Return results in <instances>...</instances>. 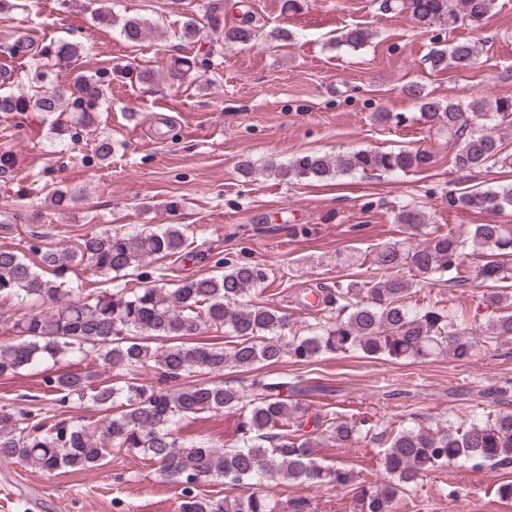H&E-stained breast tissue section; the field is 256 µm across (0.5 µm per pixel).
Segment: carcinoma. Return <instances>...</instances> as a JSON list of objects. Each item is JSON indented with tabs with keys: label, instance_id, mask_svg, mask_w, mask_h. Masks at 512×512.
<instances>
[{
	"label": "carcinoma",
	"instance_id": "1",
	"mask_svg": "<svg viewBox=\"0 0 512 512\" xmlns=\"http://www.w3.org/2000/svg\"><path fill=\"white\" fill-rule=\"evenodd\" d=\"M493 5L494 0L384 2L387 9L406 11L423 28L444 30L460 23L480 26ZM92 13L100 25L120 28V35L131 43L146 41L155 33L152 25L139 18L120 21L99 7ZM207 20L211 30L221 31L226 46L245 44L255 36L253 17L246 11L238 23L224 25V0H209ZM369 37L368 30L354 26L340 42L358 48ZM477 61L478 50L468 41L437 47L429 55L434 70H468ZM109 83L104 75L80 73L65 90L51 86L31 96L0 92V112H42L51 118L54 138L64 141L73 138L77 129L95 124ZM404 93L417 101L425 124L448 132V143L456 145L457 169L470 171L500 161V144L493 135L466 133L468 114L489 111L485 104H445L414 84L405 86ZM430 162L431 155L424 151L359 149L333 158L302 153L284 163L272 161L266 170L288 183L357 172L406 174ZM49 194L61 211L72 204L73 196L63 188L55 187ZM448 206L499 214L512 207V185L450 193ZM394 222L424 235L423 244L404 248L385 243L374 248L371 257L363 260L370 272L364 282L368 298L339 282L324 289L322 299L308 305L334 306L336 317L322 318L307 333L292 337L285 335V313L245 302L250 291L268 278L267 268L260 263L220 257L215 260V267L223 269L219 274L185 276L172 288L151 283L152 273L145 270L149 261L177 262L191 255L192 242L178 224L137 232H91L81 236L75 247L48 249L41 262L52 269L50 277L35 270L25 256L1 248L0 308L28 299H41L52 307L13 323L0 319L14 335L0 344V377L40 367L45 395L62 408L74 401L87 402L99 415L70 424L37 404L23 408L0 404V462L22 463L48 473L81 471L104 465L114 453L136 451L178 485L177 512H274L269 498L259 492L216 500L199 493L198 485L209 478L224 484L260 485L283 477L301 484L348 485L352 472L340 466L323 467L312 457L313 434L319 429L337 444L368 439L381 447V464L391 480L361 486L360 512H393L402 494L416 488L427 472L450 461L512 463L510 412L483 410L435 430L403 421L380 428L366 419L355 422L327 413L307 431V408L291 400L310 391L302 379L259 373L245 389L219 380L228 366L250 370L287 359L307 363L323 354L355 352L367 358L423 362L446 350L454 359L468 360L471 338L456 316L436 303H410L412 282L399 271L407 269L426 280L446 276L450 282L464 283L469 280L466 248L470 246L477 277L495 285L512 279V232L503 224H476L469 237L461 239L429 223L426 211L412 203L397 208ZM78 263L112 287L83 288L66 280ZM132 275L143 280L145 287L126 288L117 282ZM205 325L229 334V348L186 343ZM487 330L493 338L512 340V314L490 320ZM146 336H168L178 344L153 348L144 341ZM68 355L87 363V368L54 369ZM98 363L122 371L123 384L98 380L92 370ZM201 374L210 380H198ZM142 375L182 384L147 387L138 382ZM223 409L239 411L233 447L221 450L177 436L179 423Z\"/></svg>",
	"mask_w": 512,
	"mask_h": 512
}]
</instances>
